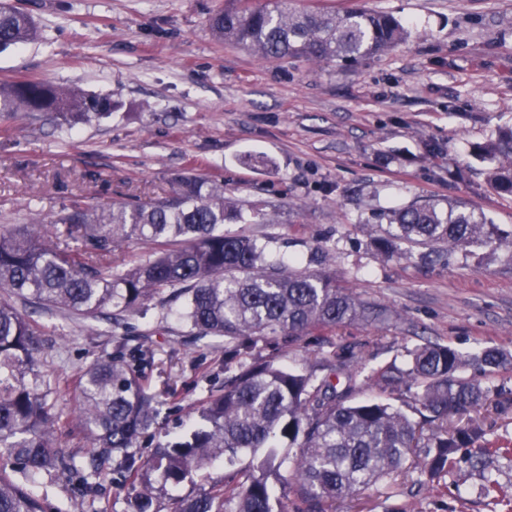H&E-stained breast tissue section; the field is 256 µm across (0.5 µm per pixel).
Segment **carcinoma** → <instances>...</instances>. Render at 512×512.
Segmentation results:
<instances>
[{"label": "carcinoma", "instance_id": "cac0c4a2", "mask_svg": "<svg viewBox=\"0 0 512 512\" xmlns=\"http://www.w3.org/2000/svg\"><path fill=\"white\" fill-rule=\"evenodd\" d=\"M211 18L222 42L265 59L303 57L353 66L395 47L407 36L389 13L352 9L342 14L299 8L297 0H226ZM38 35L33 18L12 0H0V50ZM112 99L45 80L0 82V112H52L68 122L90 123L112 112ZM477 157L497 162L494 189L512 193V128L482 145ZM384 224L379 247L397 243L448 252L503 250L506 241L486 216L458 201L444 208L427 201L373 214ZM244 220L224 196V183L178 174L164 199L146 206L118 202L92 208L66 206L55 229L37 222L0 226V290L26 307L95 319L116 308L134 314L147 300L167 295L197 338L221 336L225 360L252 355L268 336L295 340L313 330L379 317L336 278L267 259L265 246L245 236L216 232ZM139 239L158 245L156 255L128 268L112 256ZM408 365L391 363L369 381L384 392L402 388L411 402L397 407L379 397L355 398L357 355L342 349L321 364L326 374L253 361L209 396L200 409L203 426L174 442L158 443L144 458L133 451L153 425L156 397L146 392L140 367L144 351L127 347L80 376L77 414L69 433L92 446L82 464L53 447L62 418L47 403L37 331L15 301L0 300V512H45L19 475L69 479L85 469L112 474L137 490L132 512L154 508L151 474L179 484L220 459L232 464L247 451L257 463L182 499L168 512H334L338 500L356 496L387 476L418 469L433 482L460 463L478 472L484 496L503 495L494 461L512 459V441L486 437L476 420L451 427L484 404L512 361L496 348L468 356L449 345L426 342L408 350ZM472 370L478 377L467 375ZM296 449L295 466L280 473L278 449Z\"/></svg>", "mask_w": 512, "mask_h": 512}]
</instances>
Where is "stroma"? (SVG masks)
Returning <instances> with one entry per match:
<instances>
[{
    "label": "stroma",
    "instance_id": "1",
    "mask_svg": "<svg viewBox=\"0 0 512 512\" xmlns=\"http://www.w3.org/2000/svg\"><path fill=\"white\" fill-rule=\"evenodd\" d=\"M344 12H388L407 40L360 65L266 60L216 39L210 16L224 0H18L39 37L0 52V82L49 80L112 97L116 109L66 125L48 112L0 113V225L55 221L72 200L97 206L149 203L189 171L224 182L244 214L228 235L264 244L269 260H308L337 285L383 310L296 341L272 338L256 352L313 368L351 347L363 375L393 363L421 339L473 354L512 353V262L474 250L391 258L374 243L373 213L426 200L463 201L512 233V194L496 191L478 146L512 127V0H300ZM269 223H260L259 214ZM48 401L70 417L77 381L117 340L151 356L143 381L159 401L137 451L183 436L198 409L240 371L224 341L190 336L177 303L145 302L113 322L35 313ZM461 468L418 486L395 475L337 503L336 512H507L479 496ZM28 488L47 512H97L68 479Z\"/></svg>",
    "mask_w": 512,
    "mask_h": 512
}]
</instances>
